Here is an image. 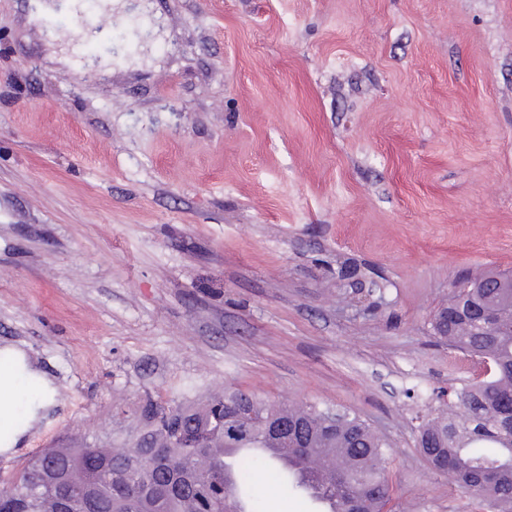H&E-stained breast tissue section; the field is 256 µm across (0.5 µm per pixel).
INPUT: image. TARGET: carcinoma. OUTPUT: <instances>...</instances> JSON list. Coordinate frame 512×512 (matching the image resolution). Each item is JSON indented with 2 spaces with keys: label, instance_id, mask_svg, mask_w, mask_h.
Here are the masks:
<instances>
[{
  "label": "carcinoma",
  "instance_id": "1",
  "mask_svg": "<svg viewBox=\"0 0 512 512\" xmlns=\"http://www.w3.org/2000/svg\"><path fill=\"white\" fill-rule=\"evenodd\" d=\"M488 278L467 281L432 323L448 346L486 364V378L457 390L456 403L422 420L418 444L467 501L512 512V288H486ZM137 420L116 449L82 444L32 457L0 487V512H58L64 498L72 512H232L229 504L244 495L245 512H263L253 490L258 467L291 494L314 498L275 464V455L245 453L228 476L224 449L259 443L287 449L290 462L344 458L346 466L320 478L337 497L332 512H380L389 487V442L348 410L270 404L226 386L205 398L189 390L165 403L148 396Z\"/></svg>",
  "mask_w": 512,
  "mask_h": 512
}]
</instances>
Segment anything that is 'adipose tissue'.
I'll use <instances>...</instances> for the list:
<instances>
[{
    "label": "adipose tissue",
    "instance_id": "1",
    "mask_svg": "<svg viewBox=\"0 0 512 512\" xmlns=\"http://www.w3.org/2000/svg\"><path fill=\"white\" fill-rule=\"evenodd\" d=\"M5 362H0V452L15 453L18 445H21L26 434L37 424L41 413L51 406L57 396V388L48 375L33 367L25 352L14 347L5 348ZM25 378L37 380L43 396L34 403L23 425H13L14 407L9 399L10 393L18 382Z\"/></svg>",
    "mask_w": 512,
    "mask_h": 512
}]
</instances>
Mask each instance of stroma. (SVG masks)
Segmentation results:
<instances>
[{"label":"stroma","instance_id":"1","mask_svg":"<svg viewBox=\"0 0 512 512\" xmlns=\"http://www.w3.org/2000/svg\"><path fill=\"white\" fill-rule=\"evenodd\" d=\"M499 271L512 0H0V346L59 388L0 483L227 384L358 414L393 512H460L416 425L483 367L432 319Z\"/></svg>","mask_w":512,"mask_h":512}]
</instances>
